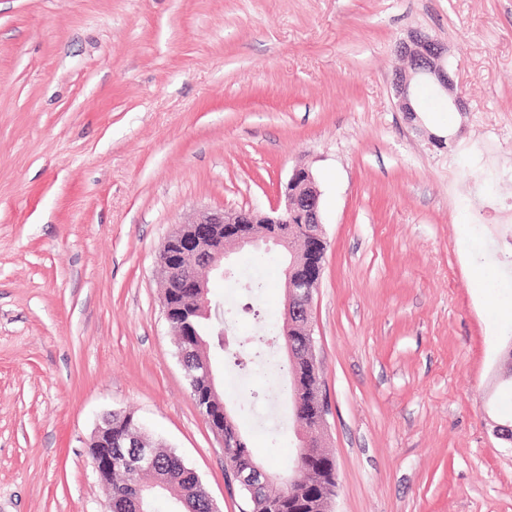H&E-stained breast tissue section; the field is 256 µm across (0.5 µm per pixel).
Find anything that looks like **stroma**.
I'll return each instance as SVG.
<instances>
[{"mask_svg": "<svg viewBox=\"0 0 512 512\" xmlns=\"http://www.w3.org/2000/svg\"><path fill=\"white\" fill-rule=\"evenodd\" d=\"M412 30L448 47L464 110L421 91L415 119L399 112ZM299 164L327 242L309 321L333 512H512V447L492 432L512 419V319L495 317L512 308L495 231L512 208V0H0V512H102L88 445L114 411L240 512L156 263L199 210L269 211ZM486 260L502 279L479 295L468 267ZM283 265L232 253L211 288L229 349L281 332ZM214 371L248 447L287 470V379L264 357ZM254 391L283 427L242 406Z\"/></svg>", "mask_w": 512, "mask_h": 512, "instance_id": "stroma-1", "label": "stroma"}]
</instances>
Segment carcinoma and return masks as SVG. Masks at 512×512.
Segmentation results:
<instances>
[{"mask_svg": "<svg viewBox=\"0 0 512 512\" xmlns=\"http://www.w3.org/2000/svg\"><path fill=\"white\" fill-rule=\"evenodd\" d=\"M180 307L170 326L175 337V346L185 351L183 368L190 392L206 407L212 425L223 434L227 442L239 433L235 420L226 414L222 393L206 373L211 363L207 345L220 339L224 325L212 321L205 315L196 314L188 297L173 299ZM282 348L288 349L292 357L286 358L280 370L286 376L289 387L288 397H297L307 409V416L301 428L310 431L318 419L316 392L320 375L310 361L309 344L304 336L281 337ZM128 432L136 434L143 447L154 451L152 465L133 469L129 464V448H112V470L100 476V480L112 489V512H153L152 498L159 491L174 495L178 504L177 512H214V504L199 474L189 467L184 459L172 448H167L147 435L131 412L112 413V436ZM230 467L239 472H249L256 458L246 443L236 448L224 449ZM306 477L313 482L310 491H304L301 484L256 482L243 489L245 510L243 512H328L329 503L336 496V461L325 448H309L303 459Z\"/></svg>", "mask_w": 512, "mask_h": 512, "instance_id": "carcinoma-1", "label": "carcinoma"}]
</instances>
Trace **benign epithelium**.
Masks as SVG:
<instances>
[{
    "label": "benign epithelium",
    "instance_id": "benign-epithelium-1",
    "mask_svg": "<svg viewBox=\"0 0 512 512\" xmlns=\"http://www.w3.org/2000/svg\"><path fill=\"white\" fill-rule=\"evenodd\" d=\"M397 54L407 61V67L395 72L393 92L399 111L415 113L414 85L427 80L439 86L448 104L463 110L461 96L455 93V82L448 71V48L421 31H412L399 40ZM321 192L312 173L297 166L280 193L278 203L268 213L253 209L209 210L198 212L194 220L178 227L164 241L158 257V275L162 288L169 293L185 288L194 305L208 308L209 277H224V261L229 253L224 243L232 242L239 249L276 247L288 254L285 270L286 305L283 335L309 336V307L319 287L322 268H311L304 248L288 235V225L301 224L310 243L324 242L320 211ZM328 411H323L313 430L300 436V450L289 478L302 481L301 466L304 449L322 447L327 427ZM104 451L92 461L100 474L112 469V429L101 431Z\"/></svg>",
    "mask_w": 512,
    "mask_h": 512
}]
</instances>
